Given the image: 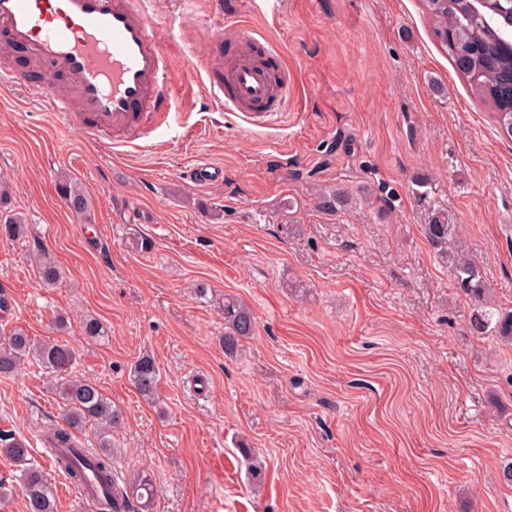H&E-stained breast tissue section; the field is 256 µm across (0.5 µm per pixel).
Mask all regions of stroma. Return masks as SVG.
<instances>
[{
	"label": "stroma",
	"mask_w": 512,
	"mask_h": 512,
	"mask_svg": "<svg viewBox=\"0 0 512 512\" xmlns=\"http://www.w3.org/2000/svg\"><path fill=\"white\" fill-rule=\"evenodd\" d=\"M176 74L167 124L111 147L62 130L20 86H0V182L23 237L0 242V338L20 328L77 352L124 416L120 475L148 471L152 512H512V347L471 333L472 304L421 230L441 206L512 310V139L431 36L419 0H231L225 34L281 45L295 87L252 125L211 104L197 54L210 0H147ZM441 91H434V84ZM224 181L192 186L196 158ZM68 173L91 208L57 192ZM423 185L425 199L413 191ZM350 196L334 213L319 193ZM62 270L43 285L33 256ZM242 300L256 334L224 352L217 301ZM106 340L83 333L86 317ZM151 357L162 407L130 380ZM50 378L0 377V433L61 425ZM264 464L253 492L243 449Z\"/></svg>",
	"instance_id": "1"
}]
</instances>
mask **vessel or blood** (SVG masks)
Listing matches in <instances>:
<instances>
[{
	"label": "vessel or blood",
	"instance_id": "1",
	"mask_svg": "<svg viewBox=\"0 0 512 512\" xmlns=\"http://www.w3.org/2000/svg\"><path fill=\"white\" fill-rule=\"evenodd\" d=\"M0 42L22 50L38 81L7 67L19 85L84 137L130 145L171 115L174 70L141 0H0ZM281 51L242 30L216 31L207 48L209 95L244 118L280 112L293 85ZM195 186L223 182L222 166L201 160Z\"/></svg>",
	"mask_w": 512,
	"mask_h": 512
}]
</instances>
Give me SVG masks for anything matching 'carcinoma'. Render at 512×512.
<instances>
[{"instance_id":"1","label":"carcinoma","mask_w":512,"mask_h":512,"mask_svg":"<svg viewBox=\"0 0 512 512\" xmlns=\"http://www.w3.org/2000/svg\"><path fill=\"white\" fill-rule=\"evenodd\" d=\"M433 35L442 51L466 80L479 99L492 109L497 125L512 138V98L505 90L512 76V57L498 51L499 39L506 30L498 15L484 11L473 13L460 0H422ZM58 190L70 209L81 214L88 208L84 192L69 177L58 180ZM349 197L340 191L324 193L317 206L325 212L344 208ZM457 225L451 223L448 210L436 208L422 225V232L434 251L450 266L457 288L474 302L470 314V329L476 336L492 337L501 344L512 346V310L492 311L484 305L489 294L483 268L471 261L456 240ZM26 226L16 217L0 224V240L14 241L25 233ZM41 281L55 284L61 271L46 251L37 257ZM219 308L224 314V350L233 351L243 339L255 335L254 314L243 302L224 296ZM76 361L70 344L54 338L36 339L22 329H15L0 343V376L17 373L23 363H34L55 380L52 391L62 403L64 425L44 431L42 444L49 454L51 466L62 472L75 486L85 481L93 470L103 487L99 491L96 512H139V502L153 495L151 475L134 471L119 482L113 478L112 430L122 424L121 412L112 405L99 386L91 381L66 377ZM131 380L148 402L158 405L159 371L155 362L143 357L131 369ZM96 432L93 448H74L76 433L85 427ZM0 454L20 467L15 477L25 497L28 512H56L55 495L46 469L28 461L26 439L13 435L0 436Z\"/></svg>"}]
</instances>
